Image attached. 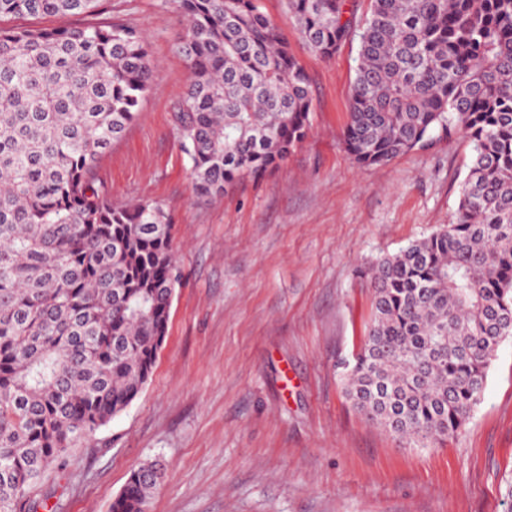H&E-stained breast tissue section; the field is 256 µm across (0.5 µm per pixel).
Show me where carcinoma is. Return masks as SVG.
<instances>
[{"label":"carcinoma","instance_id":"carcinoma-1","mask_svg":"<svg viewBox=\"0 0 512 512\" xmlns=\"http://www.w3.org/2000/svg\"><path fill=\"white\" fill-rule=\"evenodd\" d=\"M99 0H0L6 17L93 15ZM190 71L180 147L204 197L277 169L312 126L311 79L257 0H178ZM321 58L359 42L342 132L359 165L462 135L455 220L361 270L372 317L342 366L351 408L411 448L458 435L512 337V0H286ZM156 77L120 21L0 26V512L136 400L181 275L160 204L116 206L95 177ZM135 468L110 512H147Z\"/></svg>","mask_w":512,"mask_h":512}]
</instances>
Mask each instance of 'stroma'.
Instances as JSON below:
<instances>
[{"mask_svg":"<svg viewBox=\"0 0 512 512\" xmlns=\"http://www.w3.org/2000/svg\"><path fill=\"white\" fill-rule=\"evenodd\" d=\"M308 72L315 112L299 148L262 180L197 194L176 105L190 72L176 0H100L93 19L142 30L157 66L138 119L101 158L115 205L173 216L182 273L168 332L140 396L73 448L32 493L37 512H109L139 464L164 476L149 512H512V338L499 347L462 434L407 448L346 402L371 294L356 270L455 219L467 139L438 137L372 166L341 143L358 43L322 58L283 0H259ZM85 15L27 19L33 28Z\"/></svg>","mask_w":512,"mask_h":512,"instance_id":"35a3bbf8","label":"stroma"}]
</instances>
